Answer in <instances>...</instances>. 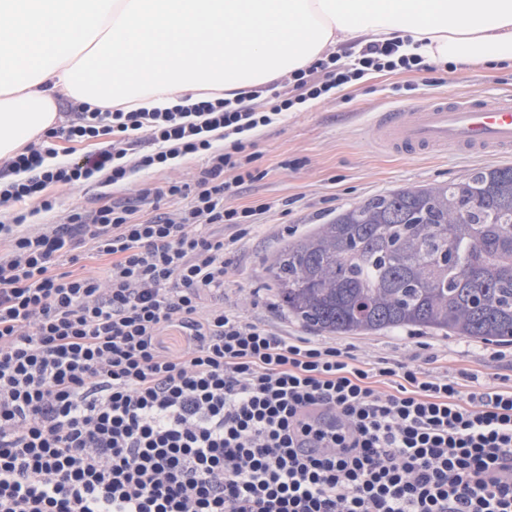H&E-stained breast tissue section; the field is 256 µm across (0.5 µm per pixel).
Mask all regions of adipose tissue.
<instances>
[{"label":"adipose tissue","mask_w":512,"mask_h":512,"mask_svg":"<svg viewBox=\"0 0 512 512\" xmlns=\"http://www.w3.org/2000/svg\"><path fill=\"white\" fill-rule=\"evenodd\" d=\"M369 42L512 61V0H0V158L56 124L58 94L103 112L233 100Z\"/></svg>","instance_id":"obj_1"}]
</instances>
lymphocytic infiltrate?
<instances>
[{
    "instance_id": "obj_1",
    "label": "lymphocytic infiltrate",
    "mask_w": 512,
    "mask_h": 512,
    "mask_svg": "<svg viewBox=\"0 0 512 512\" xmlns=\"http://www.w3.org/2000/svg\"><path fill=\"white\" fill-rule=\"evenodd\" d=\"M358 63L317 61L263 111L205 96L86 106L0 166V512H512V388L367 364L216 300L224 230L242 240L257 213L224 205L263 176L251 132L367 69L412 66L394 43ZM138 132L152 149L131 161ZM61 139L91 149L44 166ZM196 157L192 182L157 188L154 205L107 194L45 219L53 187ZM165 197L182 207L161 211ZM85 247L109 257L106 277L63 270Z\"/></svg>"
}]
</instances>
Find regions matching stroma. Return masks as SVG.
Wrapping results in <instances>:
<instances>
[{
    "label": "stroma",
    "instance_id": "35a3bbf8",
    "mask_svg": "<svg viewBox=\"0 0 512 512\" xmlns=\"http://www.w3.org/2000/svg\"><path fill=\"white\" fill-rule=\"evenodd\" d=\"M512 94V62L489 61L461 70L456 65L413 71H366L352 84L307 101L281 120L251 136L262 179L245 183L228 196V207L269 204L256 215L244 240L233 244L224 301L249 320L267 324L289 336L310 335L294 317L279 308L268 272L272 257L287 240L325 224L339 209L402 187L458 181L473 170L512 166V155H468L455 151L400 156L372 141L369 126L381 112L403 105H423L440 96L475 98L494 103ZM201 159L179 158L169 169L135 172L115 198L138 201L142 189L167 181L189 180ZM413 329L346 335L365 361H414L423 368L456 375L467 370L479 385H496L512 377V345L423 331L425 353H418Z\"/></svg>",
    "mask_w": 512,
    "mask_h": 512
}]
</instances>
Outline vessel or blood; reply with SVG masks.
Returning a JSON list of instances; mask_svg holds the SVG:
<instances>
[{"instance_id": "b4317fda", "label": "vessel or blood", "mask_w": 512, "mask_h": 512, "mask_svg": "<svg viewBox=\"0 0 512 512\" xmlns=\"http://www.w3.org/2000/svg\"><path fill=\"white\" fill-rule=\"evenodd\" d=\"M370 135L381 147L399 155L453 149L480 154L512 151V95L493 105L439 99L411 109L380 113Z\"/></svg>"}]
</instances>
